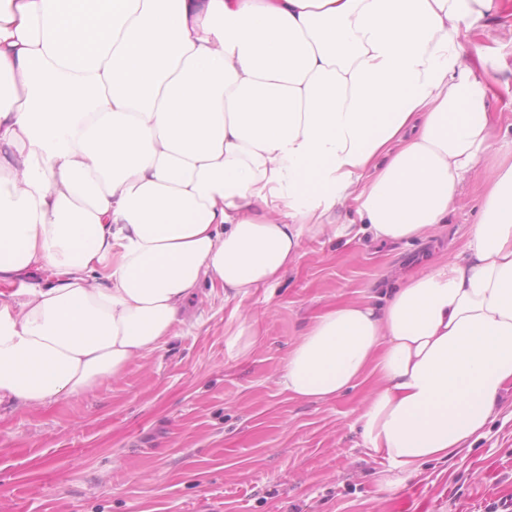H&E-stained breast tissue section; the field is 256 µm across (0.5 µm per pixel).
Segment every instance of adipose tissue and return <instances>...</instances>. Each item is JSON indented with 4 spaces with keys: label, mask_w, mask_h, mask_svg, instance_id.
Here are the masks:
<instances>
[{
    "label": "adipose tissue",
    "mask_w": 512,
    "mask_h": 512,
    "mask_svg": "<svg viewBox=\"0 0 512 512\" xmlns=\"http://www.w3.org/2000/svg\"><path fill=\"white\" fill-rule=\"evenodd\" d=\"M493 8L6 0L0 408L93 393L163 345L202 283L245 298L304 239L433 235L505 125L460 42ZM348 201L358 220L337 223ZM279 383L322 403L364 387L384 489L482 437L512 392V159L457 254L318 315Z\"/></svg>",
    "instance_id": "obj_1"
}]
</instances>
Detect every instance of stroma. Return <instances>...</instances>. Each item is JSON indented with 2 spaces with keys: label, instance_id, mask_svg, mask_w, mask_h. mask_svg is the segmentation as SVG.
Instances as JSON below:
<instances>
[{
  "label": "stroma",
  "instance_id": "stroma-1",
  "mask_svg": "<svg viewBox=\"0 0 512 512\" xmlns=\"http://www.w3.org/2000/svg\"><path fill=\"white\" fill-rule=\"evenodd\" d=\"M487 170L436 238L308 239L273 286L237 300L202 284L160 349L93 395L0 410V512H485L512 493V408L473 448L383 490L355 418L363 389L328 403L277 383L288 352L336 301L383 293L479 217ZM258 323L247 353L237 317Z\"/></svg>",
  "mask_w": 512,
  "mask_h": 512
}]
</instances>
